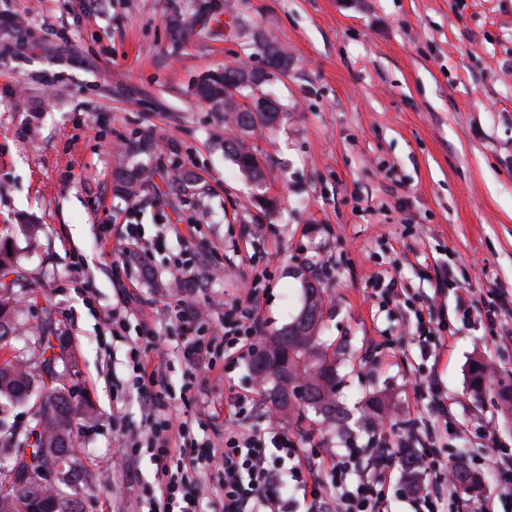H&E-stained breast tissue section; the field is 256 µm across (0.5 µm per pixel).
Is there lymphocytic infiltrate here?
Segmentation results:
<instances>
[{
	"mask_svg": "<svg viewBox=\"0 0 512 512\" xmlns=\"http://www.w3.org/2000/svg\"><path fill=\"white\" fill-rule=\"evenodd\" d=\"M135 371L136 384L147 400L145 409L152 419L153 457L164 469L182 465L189 450L185 427L161 417L164 403L154 394L163 377L158 367L145 361L137 362ZM414 458L417 467L434 476L431 489L421 496L423 512H439L443 503L448 512H464L454 485L445 476L448 463L436 449L417 448ZM298 459L296 448L275 427H267L262 433L225 429L223 447L202 454L199 463L193 464L180 480L166 482L149 512H196L194 502L202 492V478L209 464L219 465L224 472L215 512H296L295 500L285 496L283 490L288 482L305 480ZM401 462L397 449L380 448L365 457L354 451L337 456L333 488L313 485L306 512H388L387 478L391 468ZM362 466L367 469L365 477L355 486H348L349 472Z\"/></svg>",
	"mask_w": 512,
	"mask_h": 512,
	"instance_id": "f902f5d3",
	"label": "lymphocytic infiltrate"
}]
</instances>
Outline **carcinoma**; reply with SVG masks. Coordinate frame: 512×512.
Listing matches in <instances>:
<instances>
[{
    "label": "carcinoma",
    "instance_id": "1",
    "mask_svg": "<svg viewBox=\"0 0 512 512\" xmlns=\"http://www.w3.org/2000/svg\"><path fill=\"white\" fill-rule=\"evenodd\" d=\"M193 16L180 11L168 17V27L173 43H178ZM197 95L217 110L224 111L225 119L237 121V113L229 111L233 98L231 85L225 80L224 71L206 74L195 85ZM224 151L247 180L264 179L251 164V153L237 138L224 141ZM153 169L146 163H137L119 171L115 191L134 196L147 185ZM0 262L15 274L5 281L7 273L0 270V319L9 320L11 335L27 337V344L14 350L6 360H0V400L10 403H27L32 399L35 411L24 424L9 422L0 403V512H83L77 488L92 486L93 479L81 464L79 456L71 454L76 447V418H94L90 406L81 408L70 400L63 387V377L70 373L67 348L60 343L57 328L51 317V305L43 307L45 318L35 327L20 323L17 315L22 299L38 303V295L23 288L24 276L18 269L8 245L0 242ZM304 308L322 315V288L320 281L307 284ZM271 360L288 363V378L305 380L320 389L318 405L310 408L328 420L341 422L342 411L336 406V356L320 349L316 330L296 322L278 335L271 337L264 348ZM66 436L70 455L65 463L63 476L49 480L40 474L47 462V451L56 447L60 436ZM451 480L460 491L470 494L478 488V476L458 463L451 471Z\"/></svg>",
    "mask_w": 512,
    "mask_h": 512
}]
</instances>
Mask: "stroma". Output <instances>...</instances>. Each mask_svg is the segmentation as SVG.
<instances>
[{"label":"stroma","instance_id":"1","mask_svg":"<svg viewBox=\"0 0 512 512\" xmlns=\"http://www.w3.org/2000/svg\"><path fill=\"white\" fill-rule=\"evenodd\" d=\"M197 0H0V240L26 283L47 297L73 367L65 387L94 408L77 446L95 478L86 512H147L165 480L134 388L133 364L162 366L167 417L220 448L241 395L248 431L276 421L302 448L316 481L333 478L346 444L399 447L418 429L449 462L512 449V0H224L173 45L168 16ZM276 38L288 70L263 87L283 107L278 125L246 136L267 181L241 179L224 153L235 130L200 100L195 82L227 65H263L258 36ZM156 144L154 155L138 145ZM149 162L136 196L114 191L120 163ZM204 192L180 195L175 167ZM276 198L275 208L258 202ZM39 227L29 239L22 225ZM151 274L125 254L128 228ZM195 272L188 304L212 338L210 369L185 364L189 340L169 281ZM323 288L321 343L340 364L344 424L305 407L278 409L249 356L225 355L220 323L240 304L264 346L301 311L305 285ZM254 302L244 288L255 277ZM448 289L435 295L438 278ZM403 294L382 303L376 279ZM505 300L495 323L464 316L460 293ZM428 305L448 331L430 358L409 333ZM498 372L470 387L474 360ZM436 384L449 426L429 413ZM382 415L364 408L371 392Z\"/></svg>","mask_w":512,"mask_h":512}]
</instances>
